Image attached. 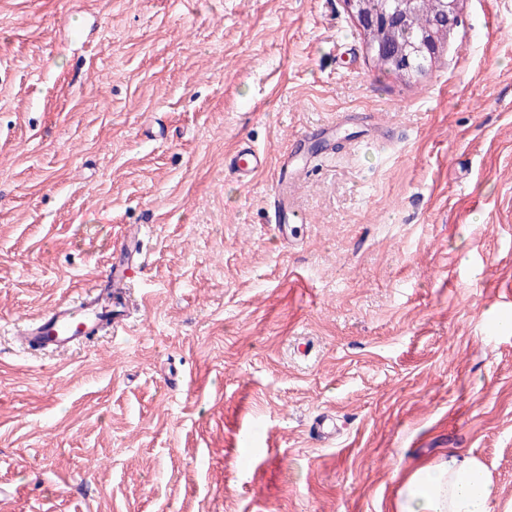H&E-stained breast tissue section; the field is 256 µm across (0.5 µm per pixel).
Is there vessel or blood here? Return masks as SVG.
Wrapping results in <instances>:
<instances>
[{
    "label": "vessel or blood",
    "instance_id": "obj_1",
    "mask_svg": "<svg viewBox=\"0 0 512 512\" xmlns=\"http://www.w3.org/2000/svg\"><path fill=\"white\" fill-rule=\"evenodd\" d=\"M295 160V154L283 156L269 206L270 221L282 232L289 224L288 190L305 177ZM266 165V154L249 146L231 157L228 169L238 181L248 184ZM145 231V225H132L114 243L103 274L77 299L55 303L40 316L24 320L14 333L16 345L24 350L35 347L64 353L79 347L93 332L125 334L130 326V275L140 263Z\"/></svg>",
    "mask_w": 512,
    "mask_h": 512
}]
</instances>
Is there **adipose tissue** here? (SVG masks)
Here are the masks:
<instances>
[{
	"label": "adipose tissue",
	"mask_w": 512,
	"mask_h": 512,
	"mask_svg": "<svg viewBox=\"0 0 512 512\" xmlns=\"http://www.w3.org/2000/svg\"><path fill=\"white\" fill-rule=\"evenodd\" d=\"M394 512H492L491 483L475 457L449 450L447 457L405 476L396 491Z\"/></svg>",
	"instance_id": "1"
}]
</instances>
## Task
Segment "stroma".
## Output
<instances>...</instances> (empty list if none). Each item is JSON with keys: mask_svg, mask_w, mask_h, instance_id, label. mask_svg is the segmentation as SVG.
<instances>
[{"mask_svg": "<svg viewBox=\"0 0 512 512\" xmlns=\"http://www.w3.org/2000/svg\"><path fill=\"white\" fill-rule=\"evenodd\" d=\"M328 125L280 236L277 162ZM131 224L127 335L19 352ZM505 322L512 0H460L412 81L343 0H0V512H392L452 448L503 512ZM267 165L266 154L252 146L239 150L231 157L228 170L244 184L252 182L255 175Z\"/></svg>", "mask_w": 512, "mask_h": 512, "instance_id": "1", "label": "stroma"}]
</instances>
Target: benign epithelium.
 <instances>
[{
    "label": "benign epithelium",
    "mask_w": 512,
    "mask_h": 512,
    "mask_svg": "<svg viewBox=\"0 0 512 512\" xmlns=\"http://www.w3.org/2000/svg\"><path fill=\"white\" fill-rule=\"evenodd\" d=\"M437 17L430 20L418 41L401 46L400 51L390 57L383 51V38L374 15L365 10V0H344L347 12L362 30L366 47L374 60L389 62L393 74L405 80L416 79L424 71L416 67L414 60L420 57L437 58L444 44V34L458 24L459 0H438Z\"/></svg>",
    "instance_id": "obj_1"
}]
</instances>
